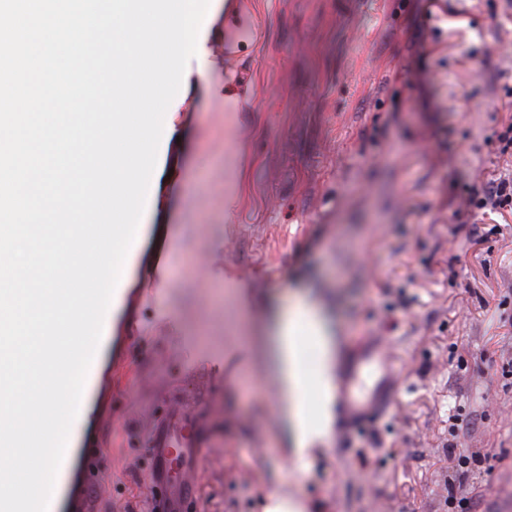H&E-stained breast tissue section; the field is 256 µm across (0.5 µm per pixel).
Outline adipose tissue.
Instances as JSON below:
<instances>
[{"instance_id": "ef3b65f1", "label": "adipose tissue", "mask_w": 512, "mask_h": 512, "mask_svg": "<svg viewBox=\"0 0 512 512\" xmlns=\"http://www.w3.org/2000/svg\"><path fill=\"white\" fill-rule=\"evenodd\" d=\"M274 334L273 366L282 416L293 451L301 455L330 429L339 354L328 320L316 304L305 299L278 314ZM310 347L318 352L312 363L305 357Z\"/></svg>"}]
</instances>
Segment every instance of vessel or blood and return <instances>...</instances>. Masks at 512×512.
<instances>
[{
	"label": "vessel or blood",
	"instance_id": "obj_1",
	"mask_svg": "<svg viewBox=\"0 0 512 512\" xmlns=\"http://www.w3.org/2000/svg\"><path fill=\"white\" fill-rule=\"evenodd\" d=\"M396 392V367L386 337L363 338L337 373L339 428L351 431L390 414ZM203 411L202 401L190 403L173 394L155 421L149 443L151 512H187L195 497L188 475L204 460L196 431Z\"/></svg>",
	"mask_w": 512,
	"mask_h": 512
}]
</instances>
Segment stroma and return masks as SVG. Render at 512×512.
I'll return each instance as SVG.
<instances>
[{
    "label": "stroma",
    "instance_id": "35a3bbf8",
    "mask_svg": "<svg viewBox=\"0 0 512 512\" xmlns=\"http://www.w3.org/2000/svg\"><path fill=\"white\" fill-rule=\"evenodd\" d=\"M107 312L56 512H149L150 427L204 396L188 512H512V0H210ZM232 84L233 101L224 86ZM388 336L399 399L301 457L272 416L274 314ZM478 455L465 477L458 455Z\"/></svg>",
    "mask_w": 512,
    "mask_h": 512
}]
</instances>
